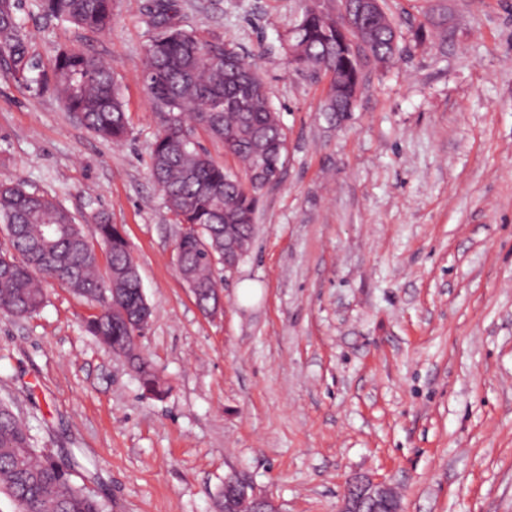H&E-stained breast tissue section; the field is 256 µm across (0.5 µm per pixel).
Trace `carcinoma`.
<instances>
[{
	"instance_id": "1",
	"label": "carcinoma",
	"mask_w": 512,
	"mask_h": 512,
	"mask_svg": "<svg viewBox=\"0 0 512 512\" xmlns=\"http://www.w3.org/2000/svg\"><path fill=\"white\" fill-rule=\"evenodd\" d=\"M20 0H0V61L5 73L27 79L35 68L27 35L17 20ZM334 14L306 8L288 38L290 64L332 82L325 111L350 112L364 67L384 66L396 56L400 34L383 8L361 11L342 0ZM49 18L96 33L112 25V0H42ZM177 0H159L156 33L144 49L143 82L159 133L151 145V176L177 223L187 225L176 244L185 282L199 289V305L213 307L224 279V233L252 243L261 191L278 181L287 137L255 65L230 42L187 30L178 22ZM41 87L52 91L73 117L113 142L128 137V119L112 66L78 48H58ZM237 159L235 172L200 146L197 132ZM95 248L73 214L54 197L0 180V224L8 247L0 248V313L24 317L45 302L47 278L99 308L87 330L110 351L126 356L144 392L161 398L167 389L152 364L136 352L132 336L148 326L126 239L108 215H93ZM81 467L73 456L60 463L35 447L29 427L0 405V490L18 512H105V504L71 482ZM237 490L219 491L218 512L238 509Z\"/></svg>"
}]
</instances>
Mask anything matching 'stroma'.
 <instances>
[{
  "instance_id": "1",
  "label": "stroma",
  "mask_w": 512,
  "mask_h": 512,
  "mask_svg": "<svg viewBox=\"0 0 512 512\" xmlns=\"http://www.w3.org/2000/svg\"><path fill=\"white\" fill-rule=\"evenodd\" d=\"M179 2L184 28L257 67L287 136L224 312L179 275L183 227L150 174L153 0H114L98 33L21 0L41 68L64 44L111 62L129 138L0 74V177L55 197L90 243L93 214L119 226L152 309L137 350L169 391L146 395L87 332L94 306L52 283L37 312L0 314V402L37 447L93 463L73 480L109 512H214L233 471L280 512H336L361 476L404 512H512V0H383L401 52L350 112L325 111L330 75L288 63L305 0ZM428 14L443 23L415 43Z\"/></svg>"
}]
</instances>
